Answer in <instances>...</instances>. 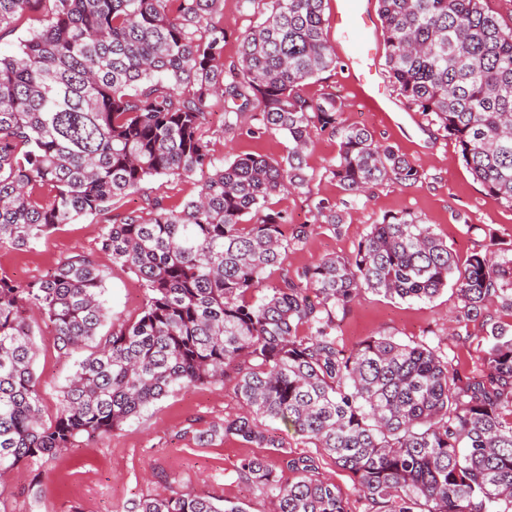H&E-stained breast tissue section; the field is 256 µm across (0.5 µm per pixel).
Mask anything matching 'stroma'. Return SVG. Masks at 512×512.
Instances as JSON below:
<instances>
[{
    "instance_id": "1",
    "label": "stroma",
    "mask_w": 512,
    "mask_h": 512,
    "mask_svg": "<svg viewBox=\"0 0 512 512\" xmlns=\"http://www.w3.org/2000/svg\"><path fill=\"white\" fill-rule=\"evenodd\" d=\"M268 9L266 0H222L221 21L228 32L224 64L239 59L238 37L256 25ZM308 93H336L343 102L342 121L367 127L379 142L392 145L425 178L414 186L385 183L373 188L356 204L346 206L341 232L315 229L307 243L288 252L289 273H297L326 256L353 255L372 224L386 214L409 213L433 225L459 261L502 242L512 247V208L487 194L463 162L453 139L424 117L408 112H373L360 98L346 61L323 72L307 87ZM206 136L216 163L245 154L277 158L288 152V139L268 133L253 139L224 130V111L212 103ZM339 150L338 137L323 133L314 139L307 163L313 176L311 195L293 193L273 198L275 209L286 211L292 223L312 222L311 196L339 202L343 194L326 170ZM205 172L182 178L155 177L100 214L61 225L36 249L0 250V273L18 282L46 276L65 258L89 255L105 277L104 299L109 310L107 336L114 324L134 318L143 301L137 277L112 262L99 239L105 224L119 223L132 211H147L154 201L182 208L194 198ZM460 302L452 289L431 301H402L362 291L336 313V333L341 344L353 348L371 336H391L403 342L424 341L449 358L472 369L482 356L480 322L469 325L470 338L458 342L452 334ZM39 355L35 372L40 379L46 416H53L61 390L73 372V361L58 355L54 330L35 324ZM235 376L223 382L179 389L150 405L138 417L102 438L82 442L65 455L36 464H22L0 473V512H120L123 504L147 496L176 492L220 497L244 507L245 512H274L272 495L238 478L241 458L272 457V449L247 446L234 440L199 443L193 430L223 424L235 418L241 406L235 393ZM41 483H34V476Z\"/></svg>"
}]
</instances>
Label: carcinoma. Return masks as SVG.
<instances>
[{"label":"carcinoma","mask_w":512,"mask_h":512,"mask_svg":"<svg viewBox=\"0 0 512 512\" xmlns=\"http://www.w3.org/2000/svg\"><path fill=\"white\" fill-rule=\"evenodd\" d=\"M269 2L266 17L239 36L226 83L221 0H0V32L49 4L16 53L0 56V250L32 249L150 178L208 171L182 209L158 201L146 217L105 225L102 249L138 277L144 299L90 354L80 352L108 310L89 256L26 283L0 275V471L108 435L179 388L223 380L245 358L236 383L243 414L196 438L277 452L276 467L249 456L237 468L276 497V512H349L339 487L318 476L319 458L288 451L290 431L353 475L368 512H512L511 247L461 264L433 225L385 215L354 255L269 281L312 232L271 200L311 193L316 134L339 137L327 173L352 203L384 182L424 178L366 127L343 125L336 93L305 91L336 65L327 0ZM377 2L390 82L512 207V28L481 0ZM215 97L224 130L252 111L246 134L280 132L292 144L287 154L215 164L203 132ZM312 213L334 233L344 224L327 198L313 199ZM451 280L458 329L496 304L509 316L484 320L479 366L461 372L423 341L371 336L348 353L340 346L336 309L361 291L426 301ZM34 312L53 326L58 352L76 358L48 421ZM280 470L293 480L281 483ZM121 512L245 510L173 493L131 500Z\"/></svg>","instance_id":"obj_1"}]
</instances>
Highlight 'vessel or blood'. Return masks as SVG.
I'll use <instances>...</instances> for the list:
<instances>
[{"label": "vessel or blood", "mask_w": 512, "mask_h": 512, "mask_svg": "<svg viewBox=\"0 0 512 512\" xmlns=\"http://www.w3.org/2000/svg\"><path fill=\"white\" fill-rule=\"evenodd\" d=\"M332 23L341 52L360 70L356 82L368 104L373 106L377 101L386 99L382 77L374 64L375 48L371 34L374 18L365 0H337Z\"/></svg>", "instance_id": "1"}]
</instances>
